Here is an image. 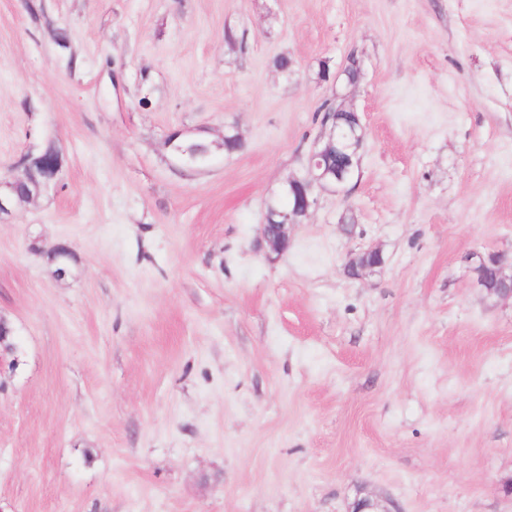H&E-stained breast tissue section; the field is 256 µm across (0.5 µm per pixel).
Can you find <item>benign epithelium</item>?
Here are the masks:
<instances>
[{
    "instance_id": "obj_1",
    "label": "benign epithelium",
    "mask_w": 512,
    "mask_h": 512,
    "mask_svg": "<svg viewBox=\"0 0 512 512\" xmlns=\"http://www.w3.org/2000/svg\"><path fill=\"white\" fill-rule=\"evenodd\" d=\"M353 120L349 130L341 129L336 123V113L324 121L328 132L317 139L308 156L304 174L288 180L284 194L292 199V205L282 207L277 203L268 206L265 224H263V241L268 254L280 255L288 250L290 243L289 227L299 224L302 218L310 214L316 205L318 191L331 189L341 193L350 179L351 172L345 168L336 169L333 159L358 157V150L365 137L357 113H352ZM62 170L61 159L52 147L34 154H24L14 165V173L0 179V217L11 213L12 194L18 192V186L28 181L32 185L27 198L38 196L44 189L56 184ZM474 270L478 272L479 283L491 296L512 298V260L505 254L491 253L487 256L476 255ZM383 264V257L378 248L362 250L349 258L346 263L347 274L358 278L366 272Z\"/></svg>"
}]
</instances>
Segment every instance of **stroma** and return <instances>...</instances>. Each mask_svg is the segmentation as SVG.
I'll list each match as a JSON object with an SVG mask.
<instances>
[{"instance_id": "1", "label": "stroma", "mask_w": 512, "mask_h": 512, "mask_svg": "<svg viewBox=\"0 0 512 512\" xmlns=\"http://www.w3.org/2000/svg\"><path fill=\"white\" fill-rule=\"evenodd\" d=\"M327 102L360 166L268 255ZM174 130L243 147L192 169ZM49 146L0 219V512H512L472 258L512 252V0H0V174ZM62 170L61 159L52 147L44 152L24 154L14 165V173L0 179V218L11 213L12 194L18 193V186L25 181L31 183L27 199L38 196L44 189L56 184ZM383 264V257L378 248L361 250L349 258L346 263L347 274L351 278H358L366 272H372L373 268Z\"/></svg>"}]
</instances>
